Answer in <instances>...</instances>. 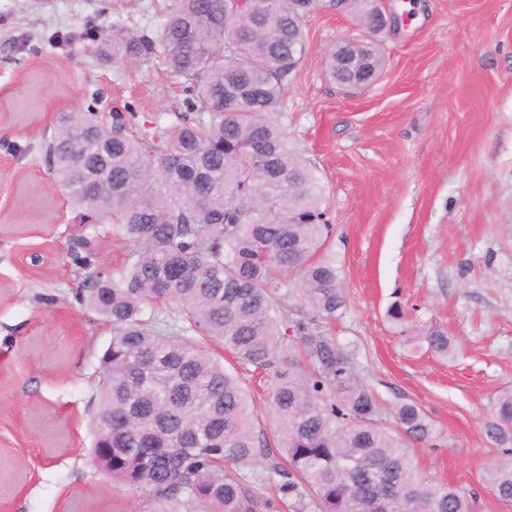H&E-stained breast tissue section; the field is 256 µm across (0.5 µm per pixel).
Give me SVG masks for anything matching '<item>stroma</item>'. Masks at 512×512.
Instances as JSON below:
<instances>
[{
	"mask_svg": "<svg viewBox=\"0 0 512 512\" xmlns=\"http://www.w3.org/2000/svg\"><path fill=\"white\" fill-rule=\"evenodd\" d=\"M158 0H0V512H152L91 453L99 358L112 329L75 298L76 210L55 186L42 140L64 112L183 111L164 69L90 53L86 32L115 20L142 30ZM385 57L348 97L326 55L366 36L317 10L308 51L274 119L319 176L345 306L328 334L393 424L403 403L432 424L409 448L420 473L476 493L473 512H512L481 482L497 456L491 399L512 389V0H384ZM40 265H32V255ZM402 304L406 326L387 311ZM438 326L455 358L407 338Z\"/></svg>",
	"mask_w": 512,
	"mask_h": 512,
	"instance_id": "35a3bbf8",
	"label": "stroma"
}]
</instances>
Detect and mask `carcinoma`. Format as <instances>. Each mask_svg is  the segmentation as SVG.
Listing matches in <instances>:
<instances>
[{
  "label": "carcinoma",
  "instance_id": "1",
  "mask_svg": "<svg viewBox=\"0 0 512 512\" xmlns=\"http://www.w3.org/2000/svg\"><path fill=\"white\" fill-rule=\"evenodd\" d=\"M338 1L373 21L372 0ZM307 0H162L150 33L120 22L91 34L96 52L129 66L152 64L187 83L185 111L137 127L127 108L104 116L68 112L45 136L55 184L128 240L125 270L96 264L90 237L70 248L91 270L78 300L112 326L100 363L93 453L103 474L158 504L154 512H256L240 468L277 478L273 512H471V492L428 482L404 438L431 425L413 403L396 428L379 419L353 355L324 324L345 305L318 178L271 116L284 110L288 79L308 44ZM336 48L326 76L353 82L384 65L377 45ZM292 302L290 309L284 301ZM153 316L144 318L145 310ZM305 344L313 379L295 370L290 337ZM414 349L455 355L437 327ZM216 342L268 379L276 448L254 433L249 395L210 348ZM486 431L500 448L482 483L512 505V389L489 408Z\"/></svg>",
  "mask_w": 512,
  "mask_h": 512
}]
</instances>
